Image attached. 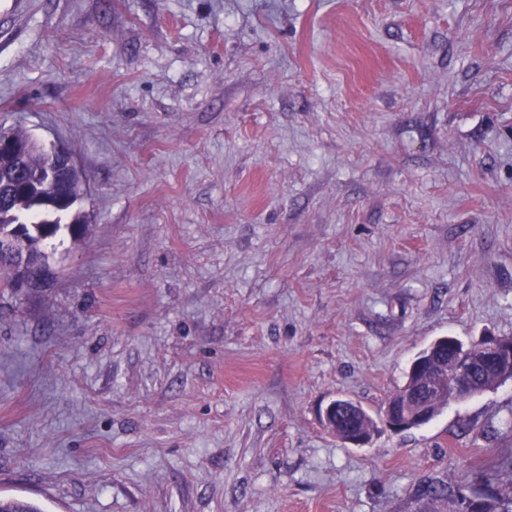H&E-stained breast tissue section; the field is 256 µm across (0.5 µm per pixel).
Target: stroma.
<instances>
[{
	"label": "stroma",
	"mask_w": 512,
	"mask_h": 512,
	"mask_svg": "<svg viewBox=\"0 0 512 512\" xmlns=\"http://www.w3.org/2000/svg\"><path fill=\"white\" fill-rule=\"evenodd\" d=\"M86 223L0 288V495L414 512L512 453V379L354 447L441 337L512 336V0H0V126ZM417 502L420 504L419 512H447L438 508L439 503H452L454 511L466 512L463 495L459 491L448 490V486L439 481L429 479L424 481L417 490Z\"/></svg>",
	"instance_id": "stroma-1"
}]
</instances>
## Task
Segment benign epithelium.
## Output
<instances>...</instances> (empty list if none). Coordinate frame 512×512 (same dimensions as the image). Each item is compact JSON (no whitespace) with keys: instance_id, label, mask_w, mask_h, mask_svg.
Wrapping results in <instances>:
<instances>
[{"instance_id":"1","label":"benign epithelium","mask_w":512,"mask_h":512,"mask_svg":"<svg viewBox=\"0 0 512 512\" xmlns=\"http://www.w3.org/2000/svg\"><path fill=\"white\" fill-rule=\"evenodd\" d=\"M59 156L60 164L49 173L54 179L63 181L75 164L67 152L61 150ZM478 343L488 349L492 358L512 362L511 338L483 336ZM478 372L479 366L474 363L471 348L448 337L435 341L432 350L411 362L407 373L411 385L400 401L385 405L381 421L395 432L424 425L435 417L432 409L435 400L459 401L475 396L474 382ZM345 408L353 410V402L336 399L328 403L321 412L323 425L333 427L336 413Z\"/></svg>"}]
</instances>
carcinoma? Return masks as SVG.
<instances>
[{
  "instance_id": "1",
  "label": "carcinoma",
  "mask_w": 512,
  "mask_h": 512,
  "mask_svg": "<svg viewBox=\"0 0 512 512\" xmlns=\"http://www.w3.org/2000/svg\"><path fill=\"white\" fill-rule=\"evenodd\" d=\"M54 165L51 152L41 146H32L20 157L0 154V235L8 241L0 251V272L7 275L9 285L15 271L24 268L34 288L44 287L52 277L49 256L42 250L45 242L55 237L62 228L79 236L85 230L84 220L73 216L71 223L61 224L59 214L70 212L80 197L82 176L76 174L66 182L48 181L47 172ZM490 469L495 475L509 477V495L502 496L497 486L486 484L474 494L479 501V512H512V457H500ZM419 512H443L440 503H451L455 512H466L463 495L448 489L439 481L430 479L418 488ZM0 512H43L33 504L17 498L0 497Z\"/></svg>"
}]
</instances>
